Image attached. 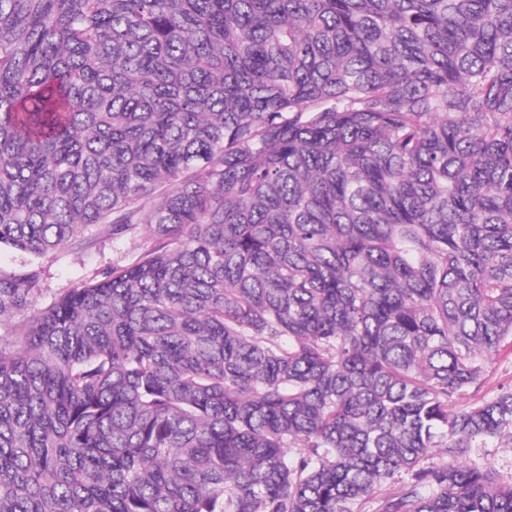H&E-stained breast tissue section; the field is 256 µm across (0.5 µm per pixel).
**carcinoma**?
<instances>
[{"label":"carcinoma","instance_id":"1","mask_svg":"<svg viewBox=\"0 0 512 512\" xmlns=\"http://www.w3.org/2000/svg\"><path fill=\"white\" fill-rule=\"evenodd\" d=\"M2 247L0 512H512V0H0ZM97 243L89 254L80 256L67 250L56 251L39 260L42 267L36 308L48 306L64 289L76 283L100 278L102 272L114 265H126L139 253L147 240L148 232L142 229L139 236L113 242L105 232L93 229ZM491 377L489 383L483 388L482 394L491 393L498 383L512 381V339L508 338L493 355L491 364ZM468 461L471 464L494 469L504 476H510L512 474V446L490 445L488 448H473Z\"/></svg>","mask_w":512,"mask_h":512}]
</instances>
